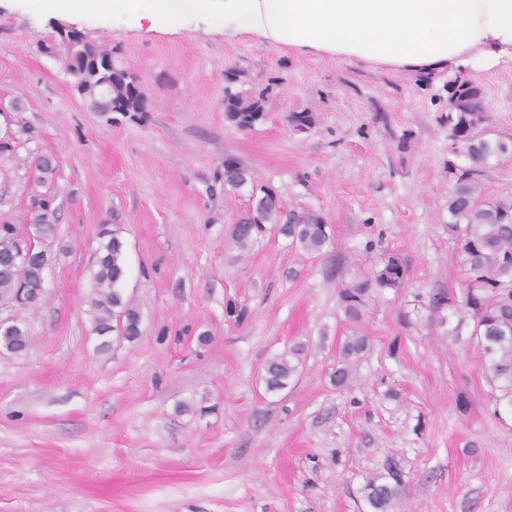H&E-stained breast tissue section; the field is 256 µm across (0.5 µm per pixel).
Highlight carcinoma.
<instances>
[{
    "instance_id": "cac0c4a2",
    "label": "carcinoma",
    "mask_w": 512,
    "mask_h": 512,
    "mask_svg": "<svg viewBox=\"0 0 512 512\" xmlns=\"http://www.w3.org/2000/svg\"><path fill=\"white\" fill-rule=\"evenodd\" d=\"M63 63L75 78L74 87L88 99L97 112H128L132 115L148 111L147 102L129 73L114 65L112 50L88 40L64 47ZM458 110L448 113V125L470 126L473 129L487 124L490 115L480 84L465 76L457 89ZM266 99L225 92L224 116L239 128H250L265 115ZM457 151L466 157L469 166L448 165L454 185L448 194V235L456 241L463 255L465 288L461 310L471 314L474 321L472 336L477 340L482 366L492 380L499 383L498 401L512 406V203L481 197L475 181L480 168L488 160L507 151L506 143L475 141ZM34 172V181L43 185L55 173L53 159L35 156L18 159ZM246 180L240 164L227 158L224 161V186L238 189ZM56 196L35 192L29 198V213L37 237L53 230L58 221ZM278 225V231L291 245L308 253L323 250L330 242L328 225L309 209L285 212L279 205H265L246 210L232 225L231 237L242 250H248L266 232V225ZM99 246L95 252L93 283L94 298L90 302L94 318L93 330L100 336L116 330L124 338L135 339L140 334L141 312L123 301L121 287L126 275L125 244L120 230L107 225L99 231ZM20 246L15 229L0 224V305H13L23 297L20 307L33 306L43 294L44 269L48 264L47 251L36 248L18 262ZM409 278V265L398 254L387 255L381 266L366 279L341 293L344 314L356 322L362 316L365 298L376 289L402 288ZM117 325H112V320ZM29 345L25 327L17 320L0 327V346L13 353L24 352ZM369 347L364 335L349 337L341 347V366L333 373L336 386H344L350 378V363ZM302 348L270 359L263 369L266 390L273 392L288 387L297 373ZM399 475L393 471L386 477L369 480L365 486L366 501L371 512H389L401 493Z\"/></svg>"
}]
</instances>
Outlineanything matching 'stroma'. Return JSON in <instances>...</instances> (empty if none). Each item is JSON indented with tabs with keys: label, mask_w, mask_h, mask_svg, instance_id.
I'll return each mask as SVG.
<instances>
[{
	"label": "stroma",
	"mask_w": 512,
	"mask_h": 512,
	"mask_svg": "<svg viewBox=\"0 0 512 512\" xmlns=\"http://www.w3.org/2000/svg\"><path fill=\"white\" fill-rule=\"evenodd\" d=\"M72 26L111 47L138 79L141 117L97 112L45 44ZM489 136L512 146V69L476 72ZM264 96L244 130L224 94ZM0 134L32 128L20 156L50 154L59 219L29 345L0 347V512H370L365 486L396 471L391 512H512V409L496 405L473 320L431 297L464 289L448 236V74L375 68L225 35L198 18L150 28L94 0H0ZM292 112L314 124L298 132ZM247 173L216 178L225 159ZM0 220L32 234L27 167L0 159ZM512 202V149L477 176ZM320 213L331 241L310 256L276 228L249 250L230 232L253 189ZM126 247L122 292L137 339L100 349L92 270L101 225ZM410 264L400 290L373 292L358 323L343 288L385 255ZM243 309L242 319L226 313ZM369 336L350 381L340 347ZM302 347L287 389L266 392L267 360Z\"/></svg>",
	"instance_id": "obj_1"
}]
</instances>
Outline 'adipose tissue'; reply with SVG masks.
<instances>
[{"label":"adipose tissue","instance_id":"ef3b65f1","mask_svg":"<svg viewBox=\"0 0 512 512\" xmlns=\"http://www.w3.org/2000/svg\"><path fill=\"white\" fill-rule=\"evenodd\" d=\"M151 27L225 33L419 73L512 64V0H161Z\"/></svg>","mask_w":512,"mask_h":512}]
</instances>
